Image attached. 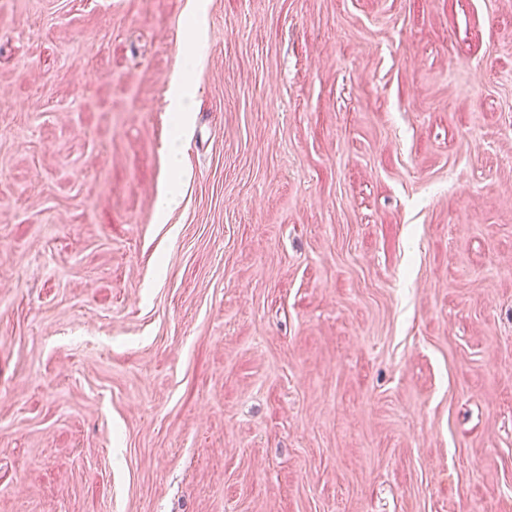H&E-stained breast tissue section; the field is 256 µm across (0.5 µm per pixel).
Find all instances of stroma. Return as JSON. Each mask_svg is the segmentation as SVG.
Instances as JSON below:
<instances>
[{"label": "stroma", "mask_w": 512, "mask_h": 512, "mask_svg": "<svg viewBox=\"0 0 512 512\" xmlns=\"http://www.w3.org/2000/svg\"><path fill=\"white\" fill-rule=\"evenodd\" d=\"M0 0V512H512V0ZM190 25L187 51L183 53V66L174 71L168 82L166 100L168 111L174 115L178 132L165 145V163L167 168L176 173L181 169L182 158L186 148L183 137L189 124L197 89L190 79V73L200 63L198 45L206 35L205 9L203 0H189ZM183 202V194L179 184L170 180L160 188L156 198V212L161 218L177 210Z\"/></svg>", "instance_id": "stroma-1"}]
</instances>
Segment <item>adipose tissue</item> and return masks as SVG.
<instances>
[{
  "label": "adipose tissue",
  "mask_w": 512,
  "mask_h": 512,
  "mask_svg": "<svg viewBox=\"0 0 512 512\" xmlns=\"http://www.w3.org/2000/svg\"><path fill=\"white\" fill-rule=\"evenodd\" d=\"M190 25L187 50L184 54L183 66L174 71L168 82L166 100L168 110L172 112L178 132L165 145V163L172 172H179L186 148L183 134L186 132L197 89L190 79V73L201 62L197 52L198 45L206 35L204 0H189Z\"/></svg>",
  "instance_id": "obj_1"
}]
</instances>
